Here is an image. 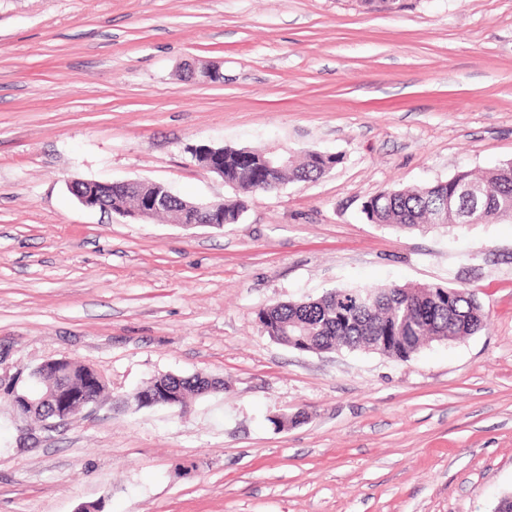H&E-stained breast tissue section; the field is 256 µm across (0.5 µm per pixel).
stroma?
I'll list each match as a JSON object with an SVG mask.
<instances>
[{"mask_svg":"<svg viewBox=\"0 0 512 512\" xmlns=\"http://www.w3.org/2000/svg\"><path fill=\"white\" fill-rule=\"evenodd\" d=\"M198 144L337 162L221 229L68 191L234 199ZM507 162L512 0H0V512H495L512 495V222L403 233L362 204ZM411 283L475 291L486 327L403 362L291 349L257 318ZM61 357L109 397L45 428L13 392ZM169 373L224 387L183 413L114 408ZM87 187H83V183L80 181H74V179L68 181L67 187L70 193L86 208L97 209L101 212H112L117 210L122 200L117 191L112 189V183H87ZM112 190V209L109 206V200L105 198V195H109ZM123 185L130 195L126 198L119 214L134 221L153 219L159 212L167 207L170 198L165 193L171 192L167 187H158L160 193H148L138 189L139 181L114 182Z\"/></svg>","mask_w":512,"mask_h":512,"instance_id":"stroma-1","label":"stroma"}]
</instances>
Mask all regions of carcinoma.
<instances>
[{
    "instance_id": "cac0c4a2",
    "label": "carcinoma",
    "mask_w": 512,
    "mask_h": 512,
    "mask_svg": "<svg viewBox=\"0 0 512 512\" xmlns=\"http://www.w3.org/2000/svg\"><path fill=\"white\" fill-rule=\"evenodd\" d=\"M224 153H239L237 162L224 164V182L248 194H271L285 181L311 182L319 179L336 163V157L314 152L298 159L288 156V165L270 170L258 159L270 154L248 148H224ZM448 200L446 226H464L479 218L484 224L496 223L512 215V163L488 170L481 178L460 171L443 182L420 189H390L369 197L363 205L366 219L372 224L392 226L412 232L430 221L438 223L436 204ZM248 200L239 197L224 202V223L237 224L247 210ZM268 336L296 349L377 350L389 358L407 361L429 341L453 343L473 336L485 327L483 307L475 292L467 288L443 286L383 285L371 288H336L316 299L282 302L258 313ZM40 393L58 385L66 387L98 404L107 391L105 378L94 367L64 359L57 362L56 372H33ZM181 385L180 403L186 405L192 395L216 389L214 383L200 375L188 377L167 374L126 397L142 407L139 397L154 395L157 404L171 399L165 381Z\"/></svg>"
}]
</instances>
